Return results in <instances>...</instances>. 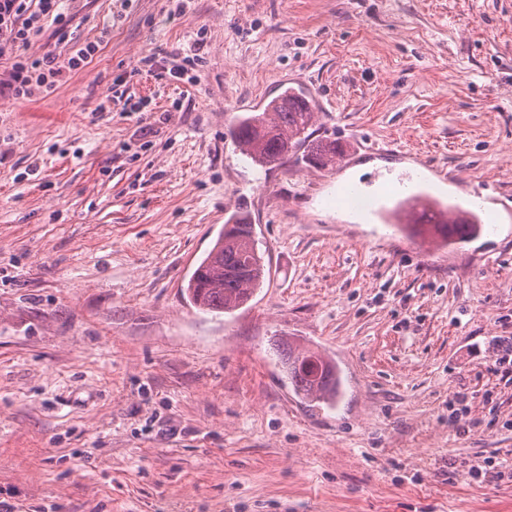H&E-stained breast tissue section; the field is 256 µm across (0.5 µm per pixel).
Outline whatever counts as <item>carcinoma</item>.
<instances>
[{
    "instance_id": "obj_1",
    "label": "carcinoma",
    "mask_w": 512,
    "mask_h": 512,
    "mask_svg": "<svg viewBox=\"0 0 512 512\" xmlns=\"http://www.w3.org/2000/svg\"><path fill=\"white\" fill-rule=\"evenodd\" d=\"M314 112L307 100L287 89L264 111L240 117L227 135L253 162L264 166L284 163L304 152L317 167H331L341 148L334 140L311 143L308 129ZM435 233L448 245L477 236L475 224H434ZM265 277L263 258L256 245L254 224L240 212L224 225L207 256L194 269L186 288L197 308L218 315L246 304ZM288 381L312 402L333 404L339 395L336 365L306 348H288L283 354Z\"/></svg>"
}]
</instances>
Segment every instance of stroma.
Masks as SVG:
<instances>
[{
	"label": "stroma",
	"instance_id": "stroma-1",
	"mask_svg": "<svg viewBox=\"0 0 512 512\" xmlns=\"http://www.w3.org/2000/svg\"><path fill=\"white\" fill-rule=\"evenodd\" d=\"M66 0L91 61L0 99V501L17 512H512V0ZM196 51L194 84L141 56ZM141 112L98 111L119 78ZM349 164L260 166L227 134L284 88ZM491 232L453 248L326 206L360 180ZM246 210L268 276L185 288ZM341 376L296 395L278 344Z\"/></svg>",
	"mask_w": 512,
	"mask_h": 512
}]
</instances>
